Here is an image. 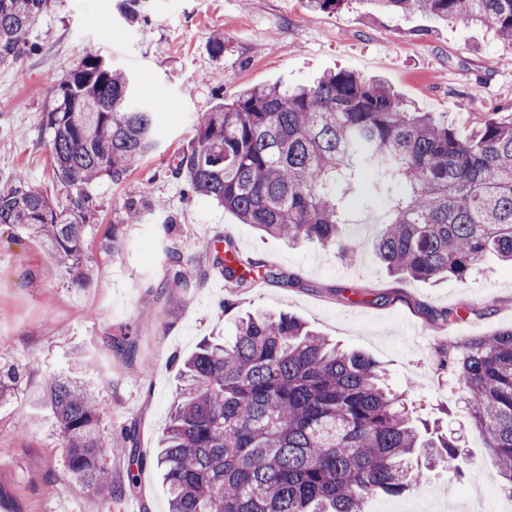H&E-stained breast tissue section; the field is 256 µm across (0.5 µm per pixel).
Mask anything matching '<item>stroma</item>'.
<instances>
[{
  "label": "stroma",
  "instance_id": "35a3bbf8",
  "mask_svg": "<svg viewBox=\"0 0 512 512\" xmlns=\"http://www.w3.org/2000/svg\"><path fill=\"white\" fill-rule=\"evenodd\" d=\"M217 37L219 56L211 51ZM27 41L20 61L0 65V187L22 181L64 200L52 177L45 116L59 80L89 50L124 70L157 112L159 148L124 181L89 187L95 215L85 233L83 283L21 229L0 227V360L24 371L20 391L0 405V512H54L61 499L72 512H98L92 493L67 471L45 405L48 382L69 374L77 354L86 358L82 377L97 397L100 429L116 449L113 485L127 481L128 449L146 462L136 493L113 499L112 512L129 500L139 512H168L155 460L181 362L254 310L294 316L370 356L420 417L461 434L463 478L434 471L411 493L372 499L366 512L394 503L419 512H502L483 441L458 396L449 395L435 350L512 327V267L490 257L467 280L401 282L370 248L382 211L364 210L357 198L347 201L348 231L359 245L349 261L312 243L288 247L216 203L188 197L171 168L198 115L219 99L283 79L308 83L329 70L382 79L468 134L469 105L512 115L511 44L480 24L380 13L363 0H344L333 12L307 11L300 0H53ZM131 201L140 210L135 224L123 221ZM111 234L113 251L105 247ZM229 243L277 279L228 287L214 256ZM169 245L189 287L164 285ZM449 310L458 321H442ZM122 336L131 356L109 346Z\"/></svg>",
  "mask_w": 512,
  "mask_h": 512
}]
</instances>
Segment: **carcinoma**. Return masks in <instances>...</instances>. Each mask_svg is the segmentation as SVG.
Masks as SVG:
<instances>
[{
  "label": "carcinoma",
  "mask_w": 512,
  "mask_h": 512,
  "mask_svg": "<svg viewBox=\"0 0 512 512\" xmlns=\"http://www.w3.org/2000/svg\"><path fill=\"white\" fill-rule=\"evenodd\" d=\"M50 0H0V64L17 61ZM381 11L488 22L512 39V0H370ZM129 77L85 55L57 85L46 112L54 179L63 204L23 182L0 187V225L20 226L64 268L81 271L86 187L123 181L158 148L157 114L132 97ZM463 137L447 119L410 107L381 80L326 72L308 85L250 86L195 121L173 174L191 193L290 246L317 242L357 252L344 235V194L386 211L373 249L402 280L465 279L488 255L512 263V118L469 113ZM168 284L184 288L173 246ZM227 282L249 283L256 263L234 250L216 258ZM451 389L464 392L503 490L512 491V328L437 350ZM76 371L51 381L47 404L67 469L97 499L133 493L138 475L112 488L111 441ZM22 368L0 365V403ZM156 468L169 512H364L376 494L418 488L461 453L457 439L413 415L370 357L345 351L297 318L235 320L234 335L201 344L180 369Z\"/></svg>",
  "instance_id": "1"
}]
</instances>
